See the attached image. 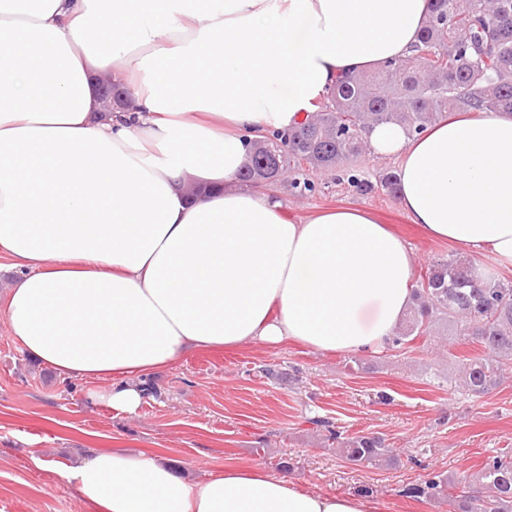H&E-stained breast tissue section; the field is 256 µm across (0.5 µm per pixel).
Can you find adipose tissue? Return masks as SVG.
I'll list each match as a JSON object with an SVG mask.
<instances>
[{
    "mask_svg": "<svg viewBox=\"0 0 512 512\" xmlns=\"http://www.w3.org/2000/svg\"><path fill=\"white\" fill-rule=\"evenodd\" d=\"M431 0H0V321L61 378L141 377L203 348L367 355L413 300L414 256L360 207L294 221L239 185L245 136L288 130L337 74L411 54ZM110 78L134 109L104 113ZM429 236L512 267V114L370 129ZM94 512H373L257 466L199 481L144 453L67 468Z\"/></svg>",
    "mask_w": 512,
    "mask_h": 512,
    "instance_id": "ef3b65f1",
    "label": "adipose tissue"
}]
</instances>
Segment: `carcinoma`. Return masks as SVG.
Listing matches in <instances>:
<instances>
[{
    "label": "carcinoma",
    "mask_w": 512,
    "mask_h": 512,
    "mask_svg": "<svg viewBox=\"0 0 512 512\" xmlns=\"http://www.w3.org/2000/svg\"><path fill=\"white\" fill-rule=\"evenodd\" d=\"M414 53L378 68L343 74L319 110L284 133L262 135L266 150L249 152L239 180L255 189L288 181L292 194L316 191L310 171L330 173L365 196H395L397 173L364 177L355 159L366 150V131L401 126L415 138L450 112L512 111V0H432V15ZM472 261L452 256L435 261L420 276L414 302L398 336L404 345L444 327L478 353L462 359L459 385L480 398L512 370V281L480 285ZM326 439L346 462L365 468L389 466L396 449L376 436L344 437L326 421ZM408 496L448 504V512H512V455L486 456L479 470L452 478L431 472L405 489Z\"/></svg>",
    "instance_id": "carcinoma-1"
}]
</instances>
